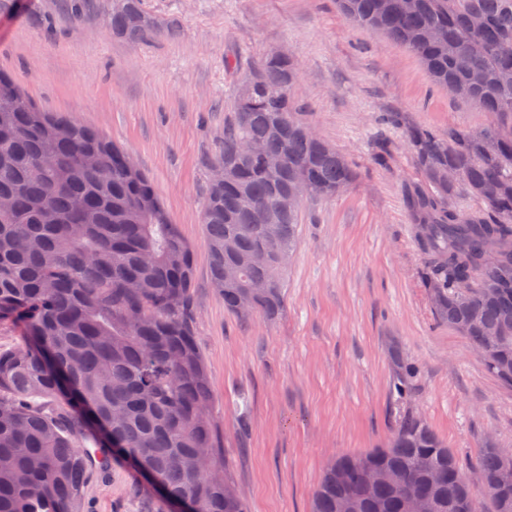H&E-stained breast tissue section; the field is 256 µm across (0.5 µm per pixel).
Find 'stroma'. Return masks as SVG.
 <instances>
[{
  "label": "stroma",
  "mask_w": 512,
  "mask_h": 512,
  "mask_svg": "<svg viewBox=\"0 0 512 512\" xmlns=\"http://www.w3.org/2000/svg\"><path fill=\"white\" fill-rule=\"evenodd\" d=\"M111 0L82 17L63 0L0 11V71L40 109L90 126L124 149L191 244L196 338L211 411L248 512H311L336 456L385 447L395 426L394 354L415 368L408 403L479 486L486 441L512 452V388L437 318L403 203L417 171L400 128L478 131L492 117L435 87L420 60L352 25L336 0H144L163 29L132 45L108 21ZM298 61L300 119L350 160L357 178L307 199L273 322L229 314L209 284L202 213L211 162L239 80L263 55ZM393 159L374 160L380 142ZM85 512H160L155 489L121 460L93 470Z\"/></svg>",
  "instance_id": "1"
}]
</instances>
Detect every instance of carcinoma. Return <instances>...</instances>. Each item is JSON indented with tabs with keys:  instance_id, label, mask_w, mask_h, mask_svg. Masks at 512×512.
<instances>
[{
	"instance_id": "1",
	"label": "carcinoma",
	"mask_w": 512,
	"mask_h": 512,
	"mask_svg": "<svg viewBox=\"0 0 512 512\" xmlns=\"http://www.w3.org/2000/svg\"><path fill=\"white\" fill-rule=\"evenodd\" d=\"M355 26L375 29L416 55L431 81L454 99L496 117L480 131L441 135L407 127L420 178L404 186L425 262L424 286L439 287L437 317L472 347L485 331L512 372V275L484 267L495 254L512 266V0H336ZM112 33L131 44L163 34L143 0H112ZM237 88L212 165L235 177L210 183L202 215L213 291L246 320L277 318L301 208L276 210L295 184L307 197L343 194L355 172L321 137L305 133L291 87L299 67L262 57ZM251 143L256 151L241 152ZM282 164L269 167L266 158ZM460 181L448 182V170ZM461 196L473 205H457ZM0 330L23 345L0 351V512H82L87 474L121 457L160 480L164 512L188 501L197 512H247L223 461L210 411L211 378L197 344L193 249L172 223L148 177L97 131L39 111L0 74ZM278 228L277 254L256 259L264 230ZM240 271L224 282V266ZM270 283L251 311L241 290ZM414 367L395 355L394 384L411 393ZM386 448L342 455L325 468L312 512H404L401 493L421 512H480L461 464L411 407ZM504 451L476 456L491 512H512V489L493 481ZM365 459L396 472L401 487L369 486ZM434 464L429 475L425 463Z\"/></svg>"
}]
</instances>
